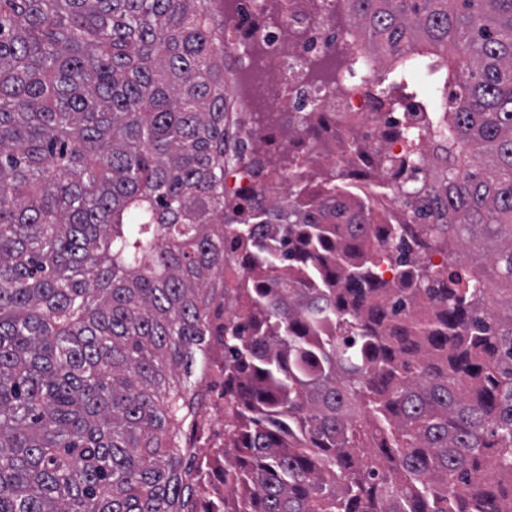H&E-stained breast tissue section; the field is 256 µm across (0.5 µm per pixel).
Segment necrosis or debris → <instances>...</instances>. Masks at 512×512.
Wrapping results in <instances>:
<instances>
[{"mask_svg":"<svg viewBox=\"0 0 512 512\" xmlns=\"http://www.w3.org/2000/svg\"><path fill=\"white\" fill-rule=\"evenodd\" d=\"M224 81L234 94L227 105L226 123L229 127L224 173V192L234 197L246 195L264 204L285 195V182L281 175L264 173L255 176L253 168L240 164L237 155L240 142L259 141L272 151L289 150L298 157L310 151L306 136H289L283 117L285 113L299 111V96L306 91L303 63L312 56L334 55L336 50L356 52L355 41L337 33L325 21L311 20L304 11V0H235L233 19L224 27ZM263 52L267 60L264 77L270 111L276 112L275 123L256 127V110L252 95L239 92V75L256 52ZM315 111L331 116L322 133L327 144L326 164L339 162L338 141L361 131H371L387 150L401 153L403 143L390 134L399 121L414 122L418 116L385 118L379 112L375 99L369 96L362 81L351 82L347 93L337 103H326L317 98ZM208 389L211 406L209 428L224 430V351L212 347L208 366L202 376Z\"/></svg>","mask_w":512,"mask_h":512,"instance_id":"4bbe7bcc","label":"necrosis or debris"}]
</instances>
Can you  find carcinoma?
Masks as SVG:
<instances>
[{
    "label": "carcinoma",
    "instance_id": "carcinoma-1",
    "mask_svg": "<svg viewBox=\"0 0 512 512\" xmlns=\"http://www.w3.org/2000/svg\"><path fill=\"white\" fill-rule=\"evenodd\" d=\"M224 2L0 0V512H196L221 303L224 512H512V0H342L336 68L426 118L266 209L224 195ZM364 178L436 222L378 249Z\"/></svg>",
    "mask_w": 512,
    "mask_h": 512
}]
</instances>
